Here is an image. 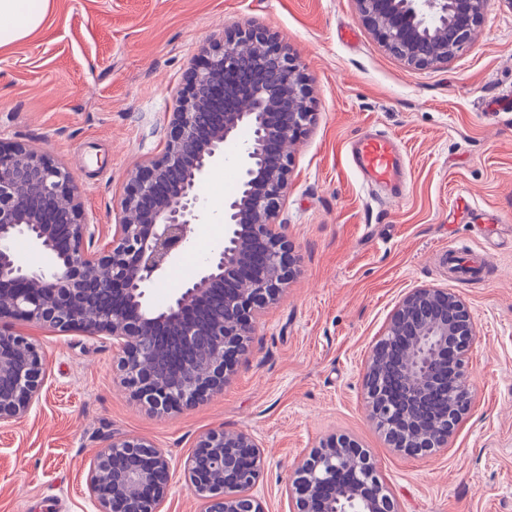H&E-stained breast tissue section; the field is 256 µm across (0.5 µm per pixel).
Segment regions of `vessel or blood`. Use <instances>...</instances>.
<instances>
[{"instance_id":"obj_1","label":"vessel or blood","mask_w":512,"mask_h":512,"mask_svg":"<svg viewBox=\"0 0 512 512\" xmlns=\"http://www.w3.org/2000/svg\"><path fill=\"white\" fill-rule=\"evenodd\" d=\"M350 159L367 182L386 186L392 194H402L406 159L393 138L377 133L359 137L351 144Z\"/></svg>"}]
</instances>
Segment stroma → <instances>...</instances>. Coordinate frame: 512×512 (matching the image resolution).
<instances>
[{
  "mask_svg": "<svg viewBox=\"0 0 512 512\" xmlns=\"http://www.w3.org/2000/svg\"><path fill=\"white\" fill-rule=\"evenodd\" d=\"M50 23L0 50V143L21 142L78 175L89 223L111 237L140 159L161 153L176 93L201 49L249 22L292 47L312 80L315 119L292 154L278 221L294 273L259 320L223 392L180 412H151L119 385L110 343L37 327L41 398L0 423V512H95L88 461L117 437L163 449L173 479L161 512H199L184 462L213 430H249L265 469V512H289L285 484L331 434L375 459L400 512H512V0H491L473 40L446 64L414 69L387 51L355 0H50ZM401 146L406 187L363 185L353 138ZM507 216L485 228L456 206ZM451 248L485 250L481 280L455 281ZM445 288L476 326L473 399L447 451L406 456L370 417L363 367L402 298Z\"/></svg>",
  "mask_w": 512,
  "mask_h": 512,
  "instance_id": "obj_1",
  "label": "stroma"
}]
</instances>
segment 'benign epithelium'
<instances>
[{
	"label": "benign epithelium",
	"mask_w": 512,
	"mask_h": 512,
	"mask_svg": "<svg viewBox=\"0 0 512 512\" xmlns=\"http://www.w3.org/2000/svg\"><path fill=\"white\" fill-rule=\"evenodd\" d=\"M383 46L414 68L447 63L471 42L490 0H355ZM254 61L245 71L239 49ZM177 95L163 152L141 160L112 225L98 243L87 222L79 178L24 143L0 148V423L25 417L39 402L45 362L15 330L18 323L54 332L106 336L118 355L121 383L150 409L177 412L224 389L255 324L288 284L293 246L277 213L288 194L293 146L314 121L307 73L288 43L246 24L203 47ZM248 140L239 141L243 130ZM238 146L239 179L224 199V242L164 308L148 290L166 276L202 223L200 186ZM23 236L48 268L19 263L11 244ZM407 337L402 392L380 384L381 351ZM472 315L455 293L417 288L398 303L365 361L370 415L400 436L403 455H431L471 408L467 351ZM449 368L445 409L423 408ZM265 465L247 430L211 431L184 471L200 512H265L251 494ZM172 480L166 453L121 438L89 460L87 491L97 512H160ZM285 491L291 512H399L376 462L354 439L333 434L295 469Z\"/></svg>",
	"instance_id": "7a95c632"
}]
</instances>
